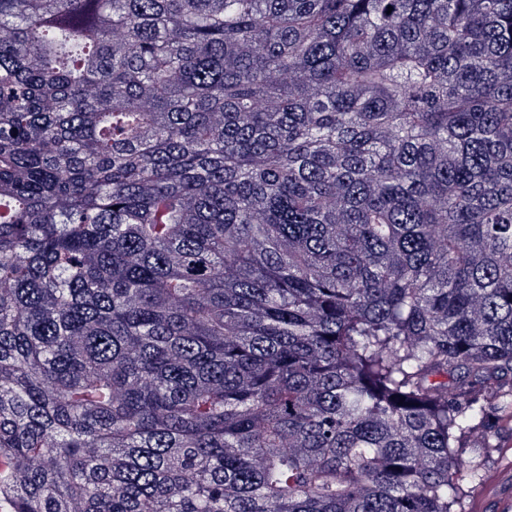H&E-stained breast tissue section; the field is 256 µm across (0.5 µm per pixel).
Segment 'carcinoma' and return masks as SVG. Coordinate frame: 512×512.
<instances>
[{"label":"carcinoma","mask_w":512,"mask_h":512,"mask_svg":"<svg viewBox=\"0 0 512 512\" xmlns=\"http://www.w3.org/2000/svg\"><path fill=\"white\" fill-rule=\"evenodd\" d=\"M492 409L512 0H0L1 508L457 512Z\"/></svg>","instance_id":"1"}]
</instances>
